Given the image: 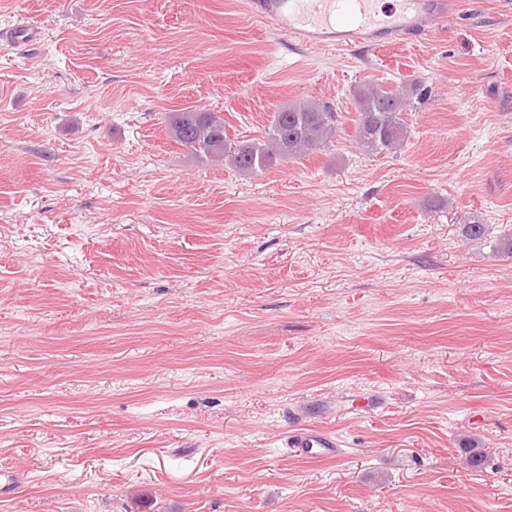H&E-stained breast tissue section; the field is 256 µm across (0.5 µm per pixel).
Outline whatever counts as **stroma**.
<instances>
[{
	"mask_svg": "<svg viewBox=\"0 0 512 512\" xmlns=\"http://www.w3.org/2000/svg\"><path fill=\"white\" fill-rule=\"evenodd\" d=\"M0 512H512V15L272 53L245 0H0ZM419 82L368 154L355 91ZM309 157L243 176L168 113ZM471 224L485 232L472 238ZM375 393L378 407L354 409ZM327 427L341 459L284 446ZM341 115L330 101H294L278 108L260 139L232 140L218 112L192 109L167 116L170 138L197 157L228 159L243 175H256L279 161L300 159L331 142Z\"/></svg>",
	"mask_w": 512,
	"mask_h": 512,
	"instance_id": "1",
	"label": "stroma"
}]
</instances>
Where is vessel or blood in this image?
Masks as SVG:
<instances>
[{"label":"vessel or blood","mask_w":512,"mask_h":512,"mask_svg":"<svg viewBox=\"0 0 512 512\" xmlns=\"http://www.w3.org/2000/svg\"><path fill=\"white\" fill-rule=\"evenodd\" d=\"M251 22L284 35L299 50L377 49L425 36L448 14L446 0H400L385 13L377 0H246ZM285 445L297 456L341 457L342 443L329 431L307 428L288 436Z\"/></svg>","instance_id":"vessel-or-blood-1"}]
</instances>
